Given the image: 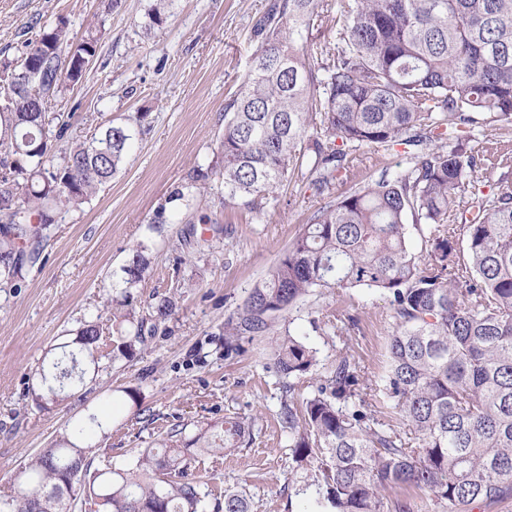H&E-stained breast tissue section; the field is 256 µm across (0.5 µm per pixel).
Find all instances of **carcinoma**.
I'll use <instances>...</instances> for the list:
<instances>
[{
    "instance_id": "obj_1",
    "label": "carcinoma",
    "mask_w": 512,
    "mask_h": 512,
    "mask_svg": "<svg viewBox=\"0 0 512 512\" xmlns=\"http://www.w3.org/2000/svg\"><path fill=\"white\" fill-rule=\"evenodd\" d=\"M165 2L147 13V32L165 22ZM328 19L334 40L308 41ZM255 35L258 54L224 105L216 160L194 169L177 197L189 202L218 178L222 205L254 212L298 177L318 196L337 181L348 188L313 213L224 323L226 351L269 333L275 314L316 288L378 290L392 310L387 371L375 384L346 352L323 381L316 349L289 333L272 348L288 393L309 389L301 406L283 402L280 419L297 465L316 463L313 512H412L386 497L396 486L426 492L438 512L511 500L512 190H475L465 214L457 194L480 182L487 161L471 129H512V0H333L324 13L318 0H272ZM99 40L91 32L72 42L61 19L3 67L0 104L13 111L0 112V151L17 160L0 162V288L18 287L16 240L39 243L58 212L87 202L128 155L129 128L110 120L60 160L52 154L50 138L63 137L71 119L50 111L52 101L85 79ZM395 145L406 168L353 181L351 152ZM148 267L139 246L111 285L112 323L86 320L61 344L31 392L36 408L61 404L101 360L135 358L146 325L172 315L166 296L137 311L132 288ZM377 396L396 420L373 409ZM102 427L93 415L41 449L11 477L16 488L0 512H208L211 492L192 461L229 453L252 434V422L228 416L221 430L190 439L172 430L131 468L94 470L83 437ZM100 496L103 511L93 509ZM215 508L248 512V502L226 492Z\"/></svg>"
}]
</instances>
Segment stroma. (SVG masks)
<instances>
[{
  "label": "stroma",
  "instance_id": "35a3bbf8",
  "mask_svg": "<svg viewBox=\"0 0 512 512\" xmlns=\"http://www.w3.org/2000/svg\"><path fill=\"white\" fill-rule=\"evenodd\" d=\"M156 0H0V64L16 63L40 30L66 20L74 39L101 30L86 80L66 91L56 111L71 114L66 142L89 137L101 121L127 125L131 152L112 180L80 208L59 213L18 287L0 288V496L11 475L61 436L69 422L108 415L92 437L93 465H131L169 429L187 434L238 414L253 421L246 447L194 467L215 492H244L249 512H304L312 464L297 466L279 421L286 396L271 357L275 341L299 337L320 356L343 350L364 377L387 369L390 304L380 292L319 289L279 313L268 335L242 340L225 354L224 324L276 264L321 206L308 183H284L261 212L221 206L220 182L192 204L175 199L197 167H207L224 134V104L260 46L254 33L270 0H171L166 22L145 35ZM405 163L402 147L364 149L357 178L378 180ZM209 223H202V216ZM147 246L150 265L132 290L138 310L173 297L174 314L148 334L133 361L102 362L61 405L36 409L27 396L59 344L85 320L109 322L107 284L118 281L133 249ZM355 319L347 335L326 324ZM138 389L139 404L124 391Z\"/></svg>",
  "mask_w": 512,
  "mask_h": 512
}]
</instances>
